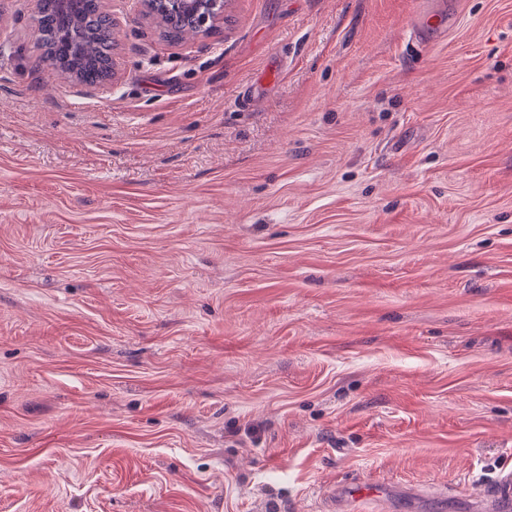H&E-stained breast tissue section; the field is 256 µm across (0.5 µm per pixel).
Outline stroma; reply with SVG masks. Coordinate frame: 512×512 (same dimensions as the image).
<instances>
[{
	"label": "stroma",
	"mask_w": 512,
	"mask_h": 512,
	"mask_svg": "<svg viewBox=\"0 0 512 512\" xmlns=\"http://www.w3.org/2000/svg\"><path fill=\"white\" fill-rule=\"evenodd\" d=\"M0 0V512H482L512 469V0ZM38 44L59 75L86 85L110 76L112 18L99 0H39ZM186 8H193L189 10L186 8H179L178 10H165L162 13L154 12L153 8L147 5V14L152 17L159 28L160 34L163 38L170 41H180L189 36H196L198 33L203 32L204 28L212 15L217 17L223 11L222 0H204L200 5L195 0H183ZM221 5L220 9L217 8ZM204 9H206L204 11ZM199 20V25L197 23ZM418 21L417 30L413 31L408 42L413 47L414 43H419L423 36L446 29L448 15L446 16L441 9L429 8L420 13ZM341 496L346 502L365 501L368 499H381L384 497V490L380 486H365L349 484L341 489Z\"/></svg>",
	"instance_id": "1"
}]
</instances>
